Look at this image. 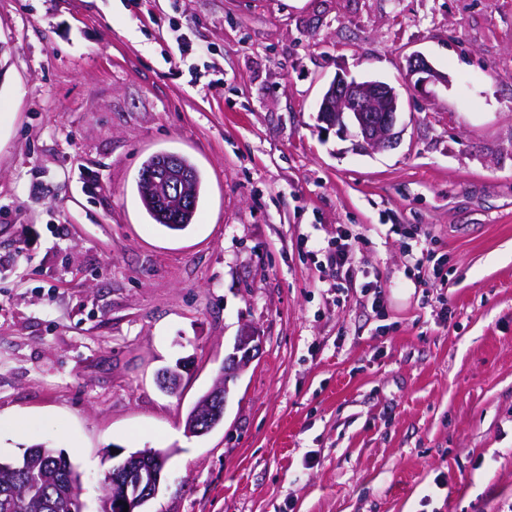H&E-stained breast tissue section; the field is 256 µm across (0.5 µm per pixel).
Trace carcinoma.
<instances>
[{"label":"carcinoma","mask_w":512,"mask_h":512,"mask_svg":"<svg viewBox=\"0 0 512 512\" xmlns=\"http://www.w3.org/2000/svg\"><path fill=\"white\" fill-rule=\"evenodd\" d=\"M168 157L165 152L158 153L143 163L137 189L144 209L156 223L181 231L193 222L197 209L185 207L167 214L160 200L146 193L143 185L144 174L163 166ZM177 168L189 171L193 195L200 199L202 178L197 167L181 155ZM80 490V473L62 453L44 444L28 449L19 460L0 465V512H82Z\"/></svg>","instance_id":"1"}]
</instances>
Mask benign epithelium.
Here are the masks:
<instances>
[{"label": "benign epithelium", "instance_id": "benign-epithelium-1", "mask_svg": "<svg viewBox=\"0 0 512 512\" xmlns=\"http://www.w3.org/2000/svg\"><path fill=\"white\" fill-rule=\"evenodd\" d=\"M407 87H423L445 80V76L434 68L420 53L408 57L405 74ZM403 103L397 90L380 80L357 81L347 79L338 73L324 89L317 108V122L334 129L342 137L353 133L356 146L361 149L380 150L395 146L402 134L399 130V114ZM155 179L166 181L167 196L176 199L183 206L192 205L193 198L187 190L190 177L185 172L166 179V174L157 173ZM260 336L251 328H245L237 337L233 351L225 358L224 383L215 385L209 391L202 409L209 412L212 405L224 406L229 394V382L239 376L252 361L259 349ZM127 473L136 478H109L103 483H112V510L114 512H139L137 507L147 497L159 475L154 469L147 471L137 467L127 468Z\"/></svg>", "mask_w": 512, "mask_h": 512}]
</instances>
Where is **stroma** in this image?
I'll return each instance as SVG.
<instances>
[{"label":"stroma","mask_w":512,"mask_h":512,"mask_svg":"<svg viewBox=\"0 0 512 512\" xmlns=\"http://www.w3.org/2000/svg\"><path fill=\"white\" fill-rule=\"evenodd\" d=\"M0 43L1 459L50 443L83 512L115 449L166 453L146 512H512V0H0ZM340 70L399 90L395 147L318 126ZM159 152L203 176L183 231ZM407 71L405 74L408 88L423 87L429 83L436 84L445 81V76L434 68L420 53H413L408 57ZM169 156L179 157V164L176 165L178 170H187L191 174L193 179L191 189L196 199V206L192 209L185 207L183 209L171 212L168 215L165 213L166 208L163 207V205L160 203V200L156 199L154 195L146 193L144 190L143 177L147 171L163 166L165 164L166 158ZM189 182L190 177L186 172L181 171L179 174H174L173 177L169 179L165 184V191L167 196L175 198L180 202L182 206L190 207L192 205L193 198L187 190ZM137 189L144 209L156 222V224H161L165 228L172 231H181L187 228L189 224H192L196 215L202 192V178L197 167L187 157L180 154H167L166 152L158 153L151 156L143 163L139 171ZM359 241L355 237H349L348 234H338L336 236L335 248L330 256L331 263L336 267V276H341L345 280L353 277V271L346 267L347 255L349 250L356 247ZM259 340L260 336L253 329L248 327L241 331L240 336L236 339L233 351L225 358V365L228 369L224 371L223 385L215 384L212 390L209 391L206 401L202 403V409L205 410V414L211 411L213 404L224 406V408H219L217 412L211 415L209 420L202 424L201 427L205 429L204 433L194 436L206 435L223 422L224 409L229 394V382L238 378L243 369L252 361L255 351L259 349ZM241 356H243L242 359Z\"/></svg>","instance_id":"obj_1"}]
</instances>
